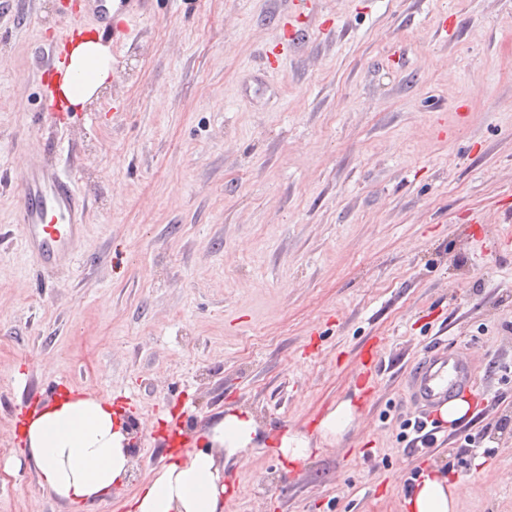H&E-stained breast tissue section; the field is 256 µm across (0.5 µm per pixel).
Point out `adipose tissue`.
<instances>
[{
  "label": "adipose tissue",
  "mask_w": 512,
  "mask_h": 512,
  "mask_svg": "<svg viewBox=\"0 0 512 512\" xmlns=\"http://www.w3.org/2000/svg\"><path fill=\"white\" fill-rule=\"evenodd\" d=\"M112 55L99 35L85 33L70 44L55 79L67 107L84 106L112 78ZM358 406L346 399L320 418L315 433L288 428L271 438L285 463L297 465L336 444L354 426ZM24 453L41 484L55 497L87 505L105 500L127 482L134 459V432L122 410L90 392L64 393L30 412L22 424ZM202 449L169 459L143 481L128 512H224V464L242 458L262 441L248 409L228 411L200 434ZM458 482L435 472L424 475L405 500L407 512H456Z\"/></svg>",
  "instance_id": "obj_1"
}]
</instances>
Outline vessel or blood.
Masks as SVG:
<instances>
[{"instance_id": "1", "label": "vessel or blood", "mask_w": 512, "mask_h": 512, "mask_svg": "<svg viewBox=\"0 0 512 512\" xmlns=\"http://www.w3.org/2000/svg\"><path fill=\"white\" fill-rule=\"evenodd\" d=\"M141 4L142 0H118L117 9L113 10L108 0H84V10L108 29L113 13L136 17ZM17 190L14 221L27 251L44 268L69 261L84 236L88 208V201L73 178L57 168L31 164ZM407 382L411 400L420 413L427 415L472 389L474 369L470 362L438 343L412 361Z\"/></svg>"}]
</instances>
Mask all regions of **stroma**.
Listing matches in <instances>:
<instances>
[{"mask_svg": "<svg viewBox=\"0 0 512 512\" xmlns=\"http://www.w3.org/2000/svg\"><path fill=\"white\" fill-rule=\"evenodd\" d=\"M81 0H0V512H127L225 409L270 432L361 416L285 465L228 463L224 512H404L414 468L458 512H512V0H149L103 34L97 99L44 116V63ZM89 199L73 262L12 222L27 162ZM440 342L470 416L398 438L406 369ZM90 391L137 429L110 498L56 500L19 423ZM399 428V439L403 442L407 441L408 449L412 452L426 453L435 443L436 427L428 429L429 423L423 417H417L413 421L405 419L400 423Z\"/></svg>", "mask_w": 512, "mask_h": 512, "instance_id": "obj_1", "label": "stroma"}]
</instances>
